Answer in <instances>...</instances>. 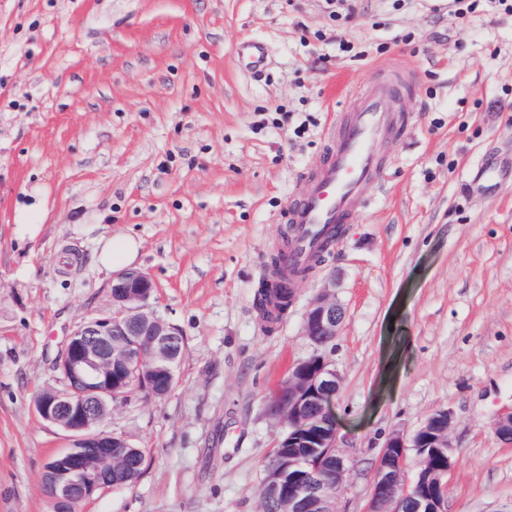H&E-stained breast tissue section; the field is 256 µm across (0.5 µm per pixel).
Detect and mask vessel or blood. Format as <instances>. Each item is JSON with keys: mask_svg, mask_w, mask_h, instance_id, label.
<instances>
[{"mask_svg": "<svg viewBox=\"0 0 512 512\" xmlns=\"http://www.w3.org/2000/svg\"><path fill=\"white\" fill-rule=\"evenodd\" d=\"M415 84L403 72L352 94L353 107L327 127L318 162L294 188L282 213L289 224L287 263L270 278L274 287H288L294 278L310 275L337 246L353 203L368 187L380 185L387 165L382 148L388 138H407L412 123L402 101Z\"/></svg>", "mask_w": 512, "mask_h": 512, "instance_id": "obj_1", "label": "vessel or blood"}]
</instances>
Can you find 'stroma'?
Listing matches in <instances>:
<instances>
[{"mask_svg":"<svg viewBox=\"0 0 512 512\" xmlns=\"http://www.w3.org/2000/svg\"><path fill=\"white\" fill-rule=\"evenodd\" d=\"M245 39L264 43L262 73L241 67ZM382 65L414 76L411 135L268 322L255 297L280 212ZM483 158L495 185L476 176ZM27 213L33 238L17 230ZM126 234L185 348L165 396L113 404L106 431L144 464L83 512H262L270 396L315 354L341 378L353 460L337 512H364L386 437L442 408L447 512H512V445L494 432L512 411V14L363 0L340 26L323 0H0V512H51L44 466L68 437L34 400L62 387L72 328L109 302L101 241ZM327 283L346 318L318 350L303 324Z\"/></svg>","mask_w":512,"mask_h":512,"instance_id":"obj_1","label":"stroma"}]
</instances>
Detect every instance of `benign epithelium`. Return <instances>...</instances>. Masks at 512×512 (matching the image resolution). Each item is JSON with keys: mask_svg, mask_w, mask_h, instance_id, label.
Masks as SVG:
<instances>
[{"mask_svg": "<svg viewBox=\"0 0 512 512\" xmlns=\"http://www.w3.org/2000/svg\"><path fill=\"white\" fill-rule=\"evenodd\" d=\"M157 286L141 271L112 278L110 306L78 323L59 360L65 386L48 388L35 400L40 418L68 433L69 446L45 464L43 492L53 512H76L74 504L93 497L102 487L104 471L121 465L112 458L114 436L103 429L108 407L117 400L133 370L130 356L139 363L156 362L160 378L142 390L161 397L175 381L176 360L170 355L171 337L180 335L173 324L151 309ZM345 318L336 295L323 289L309 306L304 335L315 346L333 341ZM337 371L321 356L297 364L288 385L272 399L268 412L289 431L309 422V407L327 391L340 386ZM453 412L440 409L407 435L394 431L381 448L371 486L367 512H447L445 478L453 465L451 430ZM312 452L290 456L279 463L291 474L288 482L267 477L264 486L281 500L283 512H335L336 493L342 486L350 457L340 446L339 428L308 434ZM95 452L85 453L83 449ZM420 459V469L406 471L409 451Z\"/></svg>", "mask_w": 512, "mask_h": 512, "instance_id": "7a95c632", "label": "benign epithelium"}]
</instances>
